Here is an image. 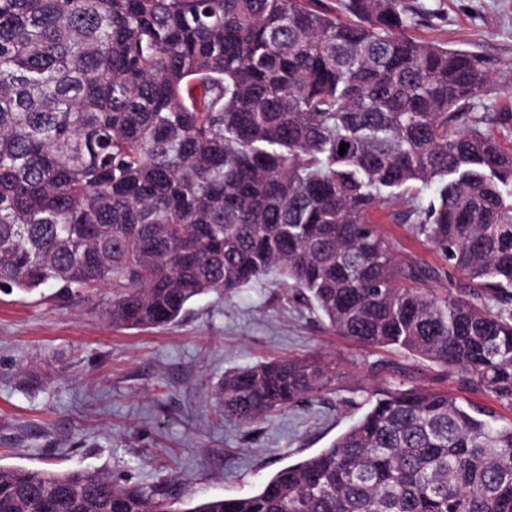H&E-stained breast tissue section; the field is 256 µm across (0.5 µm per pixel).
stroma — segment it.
<instances>
[{
    "mask_svg": "<svg viewBox=\"0 0 512 512\" xmlns=\"http://www.w3.org/2000/svg\"><path fill=\"white\" fill-rule=\"evenodd\" d=\"M432 9L410 35L481 55L492 76L471 112H512V0H411ZM377 212L374 221L405 260L443 261L414 223ZM108 292L62 302L52 289L0 291V464L102 469L178 493L240 497L289 463L326 448L367 410L381 383L445 390L512 409L461 387L443 367L334 334L323 317L266 278L235 293L195 298L179 323L116 330L102 317ZM300 357L333 375L321 396L273 416L253 434L217 421L209 398L225 371Z\"/></svg>",
    "mask_w": 512,
    "mask_h": 512,
    "instance_id": "1",
    "label": "stroma"
}]
</instances>
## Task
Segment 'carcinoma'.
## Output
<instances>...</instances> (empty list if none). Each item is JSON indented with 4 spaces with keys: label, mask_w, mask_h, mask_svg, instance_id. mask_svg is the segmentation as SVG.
Masks as SVG:
<instances>
[{
    "label": "carcinoma",
    "mask_w": 512,
    "mask_h": 512,
    "mask_svg": "<svg viewBox=\"0 0 512 512\" xmlns=\"http://www.w3.org/2000/svg\"><path fill=\"white\" fill-rule=\"evenodd\" d=\"M0 0V291L111 290L120 329L270 274L330 328L512 408V112L473 117L482 56L417 40L409 0ZM346 152L339 153L340 143ZM436 186L398 259L371 214ZM301 358L224 372L253 428L327 389ZM0 512H512V423L382 386L329 447L252 494L182 500L87 469L0 465Z\"/></svg>",
    "instance_id": "1"
}]
</instances>
